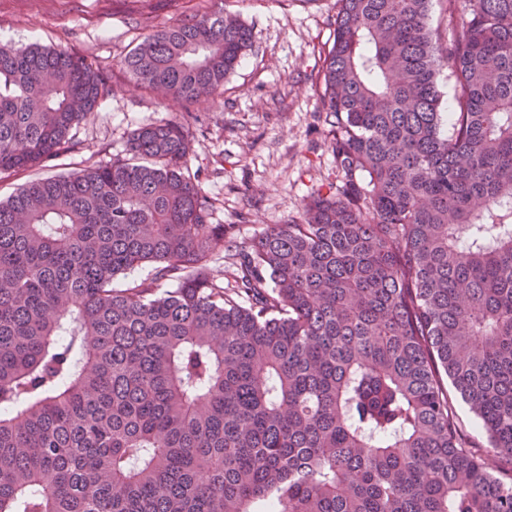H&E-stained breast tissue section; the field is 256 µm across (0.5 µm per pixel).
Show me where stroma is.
Instances as JSON below:
<instances>
[{
    "instance_id": "stroma-1",
    "label": "stroma",
    "mask_w": 512,
    "mask_h": 512,
    "mask_svg": "<svg viewBox=\"0 0 512 512\" xmlns=\"http://www.w3.org/2000/svg\"><path fill=\"white\" fill-rule=\"evenodd\" d=\"M222 12L250 27L252 48L215 96L188 105L135 87L124 61L143 36ZM335 13L336 0H0V40L68 50L114 87L78 125L76 151L0 173V200L32 180L127 157L136 128L184 122L188 172L212 202L213 223L229 226L234 246H249L336 180L315 86Z\"/></svg>"
}]
</instances>
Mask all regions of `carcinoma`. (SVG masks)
<instances>
[{
	"instance_id": "obj_1",
	"label": "carcinoma",
	"mask_w": 512,
	"mask_h": 512,
	"mask_svg": "<svg viewBox=\"0 0 512 512\" xmlns=\"http://www.w3.org/2000/svg\"><path fill=\"white\" fill-rule=\"evenodd\" d=\"M444 2L446 35L432 0H337L336 186L236 253L230 289L183 124L0 201V512H512V0ZM251 47L196 15L125 65L191 102ZM111 92L1 42L0 172L73 151ZM448 392L450 393V396L453 400L456 415H457V418H458L460 424L462 425V427L465 430L477 435L483 441L484 445L486 446L483 449L486 452H488L489 454H493L492 448L487 447L485 437H484L482 431L476 426L474 417L469 412L468 408L465 405H463L460 401H457L453 388H451V387L448 388Z\"/></svg>"
}]
</instances>
